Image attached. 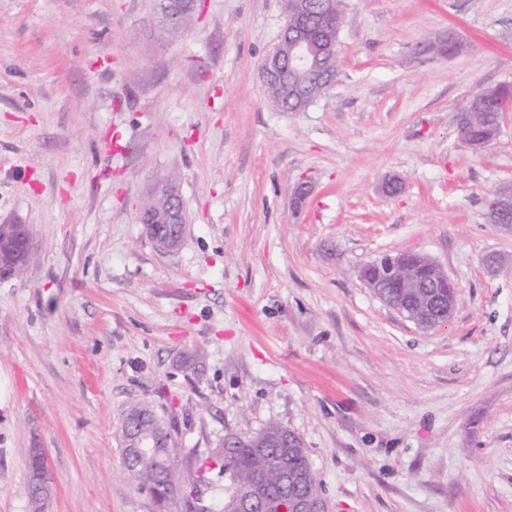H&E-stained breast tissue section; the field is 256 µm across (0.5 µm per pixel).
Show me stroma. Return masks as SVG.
Here are the masks:
<instances>
[{"mask_svg": "<svg viewBox=\"0 0 512 512\" xmlns=\"http://www.w3.org/2000/svg\"><path fill=\"white\" fill-rule=\"evenodd\" d=\"M284 22L281 0H200L171 38L154 0H0V224L32 243L0 280V512H157L122 458L135 401L182 473L274 422L330 512H512V276L484 264L512 267L485 217L512 110L481 152L457 132L478 89L512 84V0H344L341 75L303 112L259 76ZM451 33L463 51L424 52ZM167 177L173 254L138 220ZM406 251L457 286L428 332L359 278Z\"/></svg>", "mask_w": 512, "mask_h": 512, "instance_id": "stroma-1", "label": "stroma"}]
</instances>
